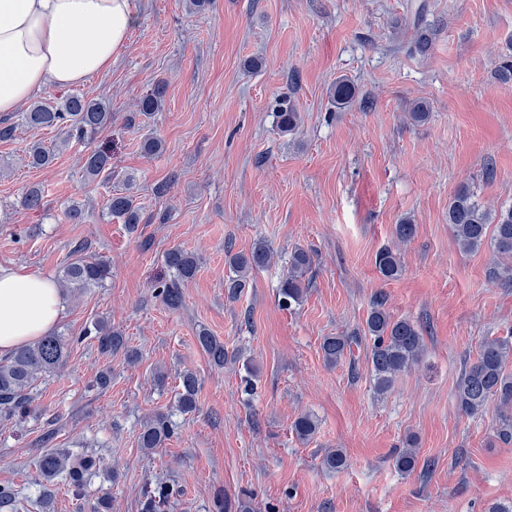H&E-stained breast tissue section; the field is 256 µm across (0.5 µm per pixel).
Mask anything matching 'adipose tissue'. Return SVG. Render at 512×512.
<instances>
[{"label": "adipose tissue", "instance_id": "adipose-tissue-1", "mask_svg": "<svg viewBox=\"0 0 512 512\" xmlns=\"http://www.w3.org/2000/svg\"><path fill=\"white\" fill-rule=\"evenodd\" d=\"M135 21L134 0H0V113L111 69ZM66 304L51 278L0 267V353L49 333Z\"/></svg>", "mask_w": 512, "mask_h": 512}]
</instances>
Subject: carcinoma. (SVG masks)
I'll return each mask as SVG.
<instances>
[{"label":"carcinoma","instance_id":"obj_1","mask_svg":"<svg viewBox=\"0 0 512 512\" xmlns=\"http://www.w3.org/2000/svg\"><path fill=\"white\" fill-rule=\"evenodd\" d=\"M412 46L416 53L424 55L432 47V33L417 25L413 26ZM497 80L512 86V51L505 56L495 71ZM165 95V85L160 82L154 91L140 98L138 111L150 119L160 111ZM357 98L356 87L347 79H338L332 88V99L336 108L345 109ZM278 126L281 132L291 133L300 123L301 115L293 103L280 108ZM22 121L29 127H65L68 137L81 142L89 135L106 128L112 122V112L100 100L90 99L80 93L68 94L57 106L34 103L22 113ZM54 158V151L35 144L28 152L29 165L45 167ZM84 169L93 178L112 177V163L106 154L91 151L87 154ZM107 214L122 220L129 229L140 223L139 208L126 191L115 190L105 203ZM448 224L463 252L471 253L484 246L493 249L498 258L493 273L496 278L512 282V205L498 211L484 209L476 195L468 187L459 189L448 204ZM273 251L257 242L248 253L227 251L225 263L230 275L224 278L228 298L235 299L249 287L253 272L271 265ZM167 266L174 271L173 279L159 286L158 294L163 302L177 308L182 303L180 283L194 276L197 269L195 256L183 249L173 248L165 255ZM313 266V255L304 248H295L288 258V268L282 275L278 290V303L289 309L302 302L310 285L309 274ZM376 268L386 280H396L403 273V264L398 251L386 247L376 255ZM111 275L110 265L100 259L78 255L60 271L57 284L71 294H80L92 286H101ZM364 334L372 340L368 362L376 394L385 395L397 378L416 366L424 353L423 329L408 318H393L385 310L384 299L372 302L366 318ZM85 335L94 336L98 347L105 352L117 353L126 349V338L103 319L97 320ZM197 343L209 363L222 367L229 360L224 343L201 330ZM350 338L326 336L320 349L326 365L332 367L342 360ZM68 339L59 334H48L29 345L15 348L5 359H0V413L5 416L23 417L30 413L33 399L31 390L36 383L59 368L67 359ZM198 377L195 372L185 370L179 374L177 407L183 413L197 408ZM456 406L460 413L473 416L483 412L490 402H497L500 416V435L512 437V336L486 337L481 343L477 357L467 363L457 381ZM319 428L318 420L311 414L299 415L291 424L296 438L307 443ZM172 423L165 415L158 414L144 421L139 429L138 446L149 452L170 439ZM92 456H83L78 463L71 462L66 451L43 454L37 461L39 472L47 479L64 473L74 496H82L85 488L84 473L95 467ZM322 464L329 470L347 467V458L342 450L325 453ZM394 464L402 473L413 472L418 465L416 451L404 448L399 451ZM176 496L170 485L158 484L151 488L142 503V512H159Z\"/></svg>","mask_w":512,"mask_h":512}]
</instances>
